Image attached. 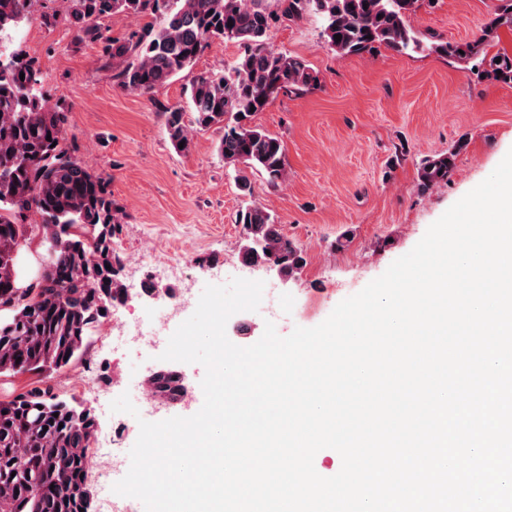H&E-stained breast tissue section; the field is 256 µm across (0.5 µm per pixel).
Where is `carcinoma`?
I'll return each mask as SVG.
<instances>
[{
	"label": "carcinoma",
	"mask_w": 512,
	"mask_h": 512,
	"mask_svg": "<svg viewBox=\"0 0 512 512\" xmlns=\"http://www.w3.org/2000/svg\"><path fill=\"white\" fill-rule=\"evenodd\" d=\"M38 2L0 0V302L12 305L0 319V375L47 378L82 355L88 332L106 319L97 288L111 285L117 299L125 289L117 279L122 258L113 247L122 224L107 182L73 157L65 144V115L52 110L38 88L35 60L13 48L12 33ZM274 2L273 11L266 0H62V6L75 40L98 44L119 86L131 92L148 94L168 84L216 40L237 42L242 52L226 71L199 72L186 87L193 126L185 123L183 108L173 106L166 111V131L172 146L186 152L193 131L219 126L224 164L258 170L275 186L288 175L284 146L253 125V116L280 92L310 90L320 79L305 60L272 48L274 23L320 15L325 41L340 56L380 45L397 52L422 45L407 21L419 0ZM116 14L151 21L112 37L101 21ZM505 24H512V0H500L479 43L493 42ZM430 50L467 58L475 45L445 43ZM489 66L483 75L512 82L511 57L493 56ZM453 157L451 151L425 161L421 186L448 180ZM32 209L42 217L47 263L38 292L15 297L12 254L31 240L25 217ZM238 223L248 235L240 251L244 264H273L286 277L305 266L303 249L262 206L239 210ZM92 434L90 414L60 403L49 385L34 386L19 400H0V497L7 512H80L84 499L73 485L85 480ZM33 447L40 453L29 456L30 467L12 475L13 454Z\"/></svg>",
	"instance_id": "1"
}]
</instances>
